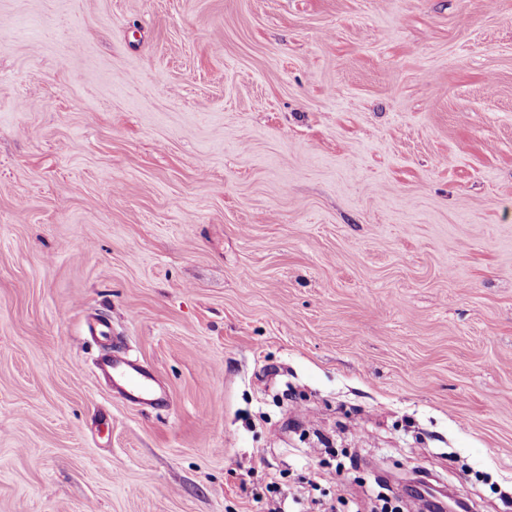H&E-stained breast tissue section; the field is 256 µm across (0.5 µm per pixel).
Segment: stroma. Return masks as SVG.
Masks as SVG:
<instances>
[{
    "instance_id": "1",
    "label": "stroma",
    "mask_w": 512,
    "mask_h": 512,
    "mask_svg": "<svg viewBox=\"0 0 512 512\" xmlns=\"http://www.w3.org/2000/svg\"><path fill=\"white\" fill-rule=\"evenodd\" d=\"M273 474L512 512V0H0V512ZM105 365L111 371L113 367L120 371L129 400L147 406L158 405L162 402V397H157L151 387L148 374L136 362L126 360L113 365L112 358H110L105 361Z\"/></svg>"
}]
</instances>
